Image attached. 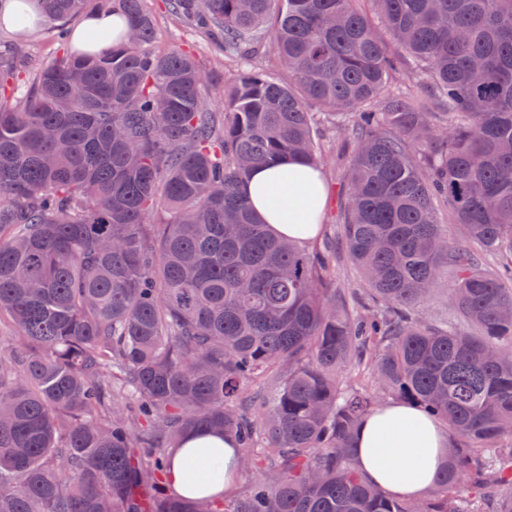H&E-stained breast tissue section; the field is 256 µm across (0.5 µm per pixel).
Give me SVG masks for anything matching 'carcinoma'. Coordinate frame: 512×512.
<instances>
[{"mask_svg": "<svg viewBox=\"0 0 512 512\" xmlns=\"http://www.w3.org/2000/svg\"><path fill=\"white\" fill-rule=\"evenodd\" d=\"M31 1L17 26L53 24L59 50L30 78L0 48V512H512V0H370L441 126L391 88L362 0H169L229 58L268 27L288 72L239 73L219 127L144 0ZM106 5L127 23L112 47L68 50V23ZM317 109L352 146L342 242L372 300L355 314L332 250L272 234L244 192L257 163L321 166ZM449 269L437 329L410 309ZM363 363L371 390L343 382ZM387 398L448 427L425 498L357 468ZM189 432L257 449L259 476L228 499L166 490ZM215 456L186 454V485Z\"/></svg>", "mask_w": 512, "mask_h": 512, "instance_id": "1", "label": "carcinoma"}]
</instances>
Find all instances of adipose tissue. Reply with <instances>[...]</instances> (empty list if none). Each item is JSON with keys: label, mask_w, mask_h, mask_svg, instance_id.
Here are the masks:
<instances>
[{"label": "adipose tissue", "mask_w": 512, "mask_h": 512, "mask_svg": "<svg viewBox=\"0 0 512 512\" xmlns=\"http://www.w3.org/2000/svg\"><path fill=\"white\" fill-rule=\"evenodd\" d=\"M287 192L293 199L288 211L273 210L270 190ZM259 220L274 233L299 241L313 239L318 226L306 225L303 201L307 194H325L320 172L309 170L291 158L256 165L244 187ZM357 463L370 482L398 497L417 500L434 489L448 437L435 421L417 409L389 403L369 416L355 436Z\"/></svg>", "instance_id": "ef3b65f1"}]
</instances>
